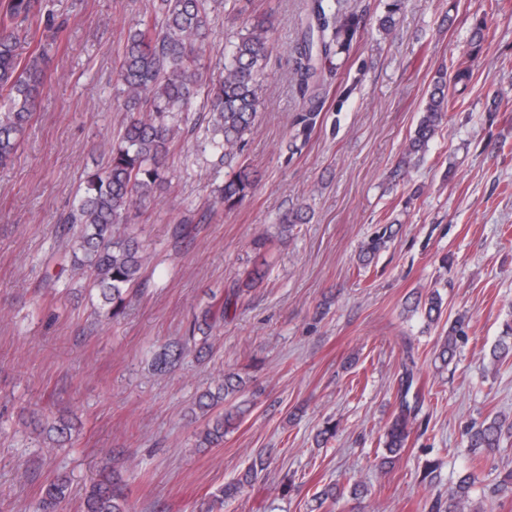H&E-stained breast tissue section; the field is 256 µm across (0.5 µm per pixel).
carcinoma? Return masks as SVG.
<instances>
[{
	"mask_svg": "<svg viewBox=\"0 0 512 512\" xmlns=\"http://www.w3.org/2000/svg\"><path fill=\"white\" fill-rule=\"evenodd\" d=\"M404 0H383L376 17L378 31L391 33ZM211 0H158L155 15L143 17L129 27L119 55L118 77L123 86V110L127 118L107 150L106 163L86 174L76 206L64 223L73 230L71 266L85 275L90 289L102 300V313L116 318L123 313L129 295L139 283L146 254L136 240L119 232L128 224L131 213L151 202L167 180V160L177 137V129L167 121L173 112L190 111L192 101L204 94L203 108L211 114L215 136L210 144L228 168L224 187L216 203L234 208L254 186L250 171L235 164L238 151L255 125L259 89L264 63L271 49L272 21L254 17L224 50V80L207 90L200 84V51L210 35ZM41 11V0H7L6 14L12 19H29ZM300 36L291 48L292 80L302 107L295 117L296 138L307 140L323 111L327 88L325 72L341 63L352 52L365 29L363 16L342 8L340 0H304ZM489 35L488 14L475 16L469 42V55L478 56ZM21 35L17 27L0 22V166L10 164L19 154L23 134L34 115L39 96L47 82L43 54L20 57ZM472 77L468 66H459L453 75L454 91L448 89V72L440 70L410 135L403 159L393 171L402 175L403 166L421 159L429 142L449 114L464 102L463 93ZM392 227L384 225L363 248L362 261L385 248ZM238 288L216 308L202 311L193 331L207 335L224 321L230 306L240 300ZM442 297L433 289L414 299L406 310L419 314L427 324H438ZM467 318L460 315L448 323L438 358L449 364L456 356L459 340L467 336ZM186 352L183 345H170L159 352L153 365L159 372L174 368ZM512 352V318L503 324L502 339L492 350L496 361ZM418 384L415 361L408 354L402 363L397 388V408L385 430L384 447L390 457L399 455L408 444L411 426L422 412L425 394L413 390ZM242 379L236 374L224 376L216 389L207 390L194 403L191 415H208L224 404L227 397L240 392ZM234 420L226 409L208 420L200 433L198 447L208 448L224 441L226 428ZM512 434V423L496 416L470 430L466 435L468 451L493 453L502 438ZM265 462L257 457L244 475L212 495V506L223 508L257 479ZM475 477L467 473L448 486V506L434 501L433 512H463ZM70 494L66 476L46 482L33 512H59ZM490 498H512V470L504 471L490 488ZM83 512H128L126 484L116 473L94 483L86 492Z\"/></svg>",
	"mask_w": 512,
	"mask_h": 512,
	"instance_id": "cac0c4a2",
	"label": "carcinoma"
}]
</instances>
